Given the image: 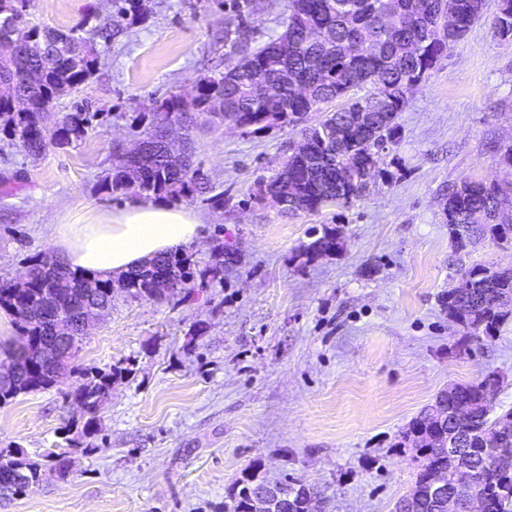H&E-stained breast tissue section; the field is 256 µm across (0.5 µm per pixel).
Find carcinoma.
<instances>
[{"instance_id":"carcinoma-1","label":"carcinoma","mask_w":512,"mask_h":512,"mask_svg":"<svg viewBox=\"0 0 512 512\" xmlns=\"http://www.w3.org/2000/svg\"><path fill=\"white\" fill-rule=\"evenodd\" d=\"M29 0H0V44L14 43L19 51L0 57V77L19 75L22 82L0 87V132L28 154H39L48 146L67 147L84 140L92 130L96 113L86 99L73 102L68 112H51L62 96L80 92L98 70V56L92 44L76 31L67 33L39 29L25 21ZM118 17L128 24L146 19L145 0H115ZM487 0H289L284 30L263 45L254 47L247 26L252 0H231L234 20L225 22L224 44L229 52L224 72L201 78L190 97L170 92L152 99L149 112L136 120L148 122L142 144L146 149L135 156L117 153V161L104 177L110 193L132 191L145 198L155 196L194 197L207 190L200 169L192 160L190 126L226 121L246 123L244 132L262 134L275 128L301 129L305 153L286 157L263 189L283 204L280 211L297 215L320 210L336 199V164L349 159L356 166L354 182L342 192L346 200L367 190L378 157L394 141L398 118L408 102L412 87L425 81L448 47L466 36L486 12ZM492 28L503 41H512V0H497ZM244 54L279 89L281 109L271 112L263 99V86L237 69ZM365 90L362 95L357 90ZM335 109H329L332 103ZM369 112L383 117L375 123V138L365 137L357 117ZM348 130L341 149L328 145L336 120ZM175 123L184 124L186 137L177 151L166 144L167 132ZM448 205L456 212L446 219L453 245L467 248L490 238L512 241V186L462 180L448 189ZM468 278L473 312L459 321L467 329L494 336L512 316L511 310L480 306L487 292L498 294L512 304V270H498L477 263L462 270ZM26 287L16 288L12 280L0 277V309L14 319L25 345H14L5 359L22 368L16 380L0 384V405L20 394L48 390L55 386L39 359L38 344L54 335L60 322H72L70 311L59 312L49 304L70 296L76 310L97 320L112 309L115 289L128 297L166 299L177 289L193 290L194 272L183 249L178 248L151 259L116 278L82 275L49 256L29 259ZM81 340L64 344L71 374L80 376L76 387L66 394L71 402L88 407L84 433L97 430V413L112 384L124 369L111 365L106 370L84 371L74 365ZM494 375L479 383L456 384V398L471 402L463 421L448 418L439 423L436 414L448 401L439 393L434 403L423 408L403 434L417 445L422 464L409 494L401 497L396 512H434L425 497L430 473L444 470L453 476L456 459L448 455V440L461 436L468 453L480 460L485 448L482 436L503 423L497 454L502 462L485 472L481 484L488 512H512V409L491 416L486 400L497 391ZM42 464L29 458L22 448L0 449V501L25 496L39 485ZM265 481L245 472L229 494L224 512H251L250 492ZM283 498L282 512H300L299 504L318 487L293 479L277 482Z\"/></svg>"}]
</instances>
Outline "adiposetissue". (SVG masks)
I'll return each instance as SVG.
<instances>
[{
	"label": "adipose tissue",
	"instance_id": "adipose-tissue-1",
	"mask_svg": "<svg viewBox=\"0 0 512 512\" xmlns=\"http://www.w3.org/2000/svg\"><path fill=\"white\" fill-rule=\"evenodd\" d=\"M202 226L187 207L136 199L117 208L88 205L64 217L52 244L71 270L113 276L195 242Z\"/></svg>",
	"mask_w": 512,
	"mask_h": 512
}]
</instances>
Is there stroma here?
<instances>
[{"mask_svg": "<svg viewBox=\"0 0 512 512\" xmlns=\"http://www.w3.org/2000/svg\"><path fill=\"white\" fill-rule=\"evenodd\" d=\"M228 0H146L144 22L102 37L111 0H30L31 24L80 28L99 57L81 96L103 112L79 144L30 156L0 140V276L54 254L65 211L126 203L101 187L117 148L141 136L139 112L167 91L191 94L224 70ZM288 0H257L256 42L283 30ZM399 131L368 191L347 203L290 216L259 199L296 142V130L254 136L231 125L198 133L195 165L210 195L188 208L203 219L186 252L195 296L164 301L115 292L110 314L85 336L86 370L120 363L91 435L68 430L84 416L65 399L76 383L0 406V448L35 461L76 440L71 475L45 473L0 512H224L244 470L290 477L324 492L326 512H391L413 486L420 457L403 434L448 386L497 375L493 406L512 407V319L494 337H467L439 299L460 265L512 268V248L484 241L456 253L443 203L467 179L512 181L500 162L512 142V42L490 19L475 24L409 96ZM341 245L313 251L316 235ZM223 238L224 270L211 243Z\"/></svg>", "mask_w": 512, "mask_h": 512, "instance_id": "1", "label": "stroma"}]
</instances>
